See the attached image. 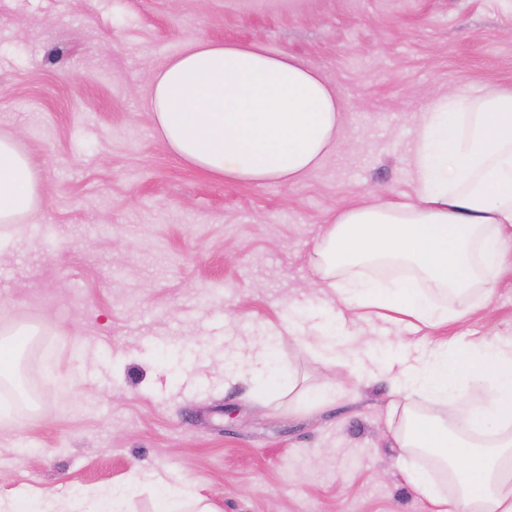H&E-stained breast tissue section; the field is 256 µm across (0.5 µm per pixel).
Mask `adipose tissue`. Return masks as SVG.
<instances>
[{
  "mask_svg": "<svg viewBox=\"0 0 512 512\" xmlns=\"http://www.w3.org/2000/svg\"><path fill=\"white\" fill-rule=\"evenodd\" d=\"M157 130L182 160L227 182L302 181L335 148V87L300 59L250 44L188 42L150 81ZM415 195L336 213L311 253L313 286L363 318L420 333L390 370L405 458L427 451L450 489L418 467L406 477L430 512H512V336L461 345L427 328L465 319L512 267V87L437 97L411 149ZM42 184L15 135L0 132V254L40 209ZM451 402L422 414L417 397Z\"/></svg>",
  "mask_w": 512,
  "mask_h": 512,
  "instance_id": "obj_1",
  "label": "adipose tissue"
}]
</instances>
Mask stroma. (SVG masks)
<instances>
[{
  "label": "stroma",
  "mask_w": 512,
  "mask_h": 512,
  "mask_svg": "<svg viewBox=\"0 0 512 512\" xmlns=\"http://www.w3.org/2000/svg\"><path fill=\"white\" fill-rule=\"evenodd\" d=\"M190 39L257 41L326 76L335 151L293 186L179 159L147 100ZM502 86L512 0H0V129L44 198L0 256V331L38 327L0 383V495L65 499L139 469L130 512H160L159 480L216 512H428L390 442L385 375L355 384L320 347L349 338L384 366L413 334L308 287L310 254L337 211L413 196L436 97ZM433 333L512 336V272Z\"/></svg>",
  "instance_id": "obj_1"
}]
</instances>
